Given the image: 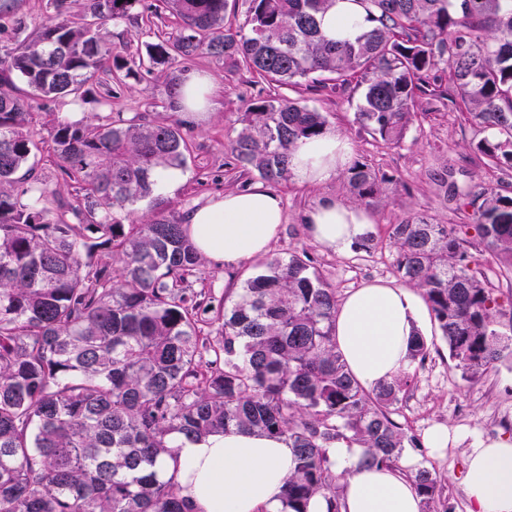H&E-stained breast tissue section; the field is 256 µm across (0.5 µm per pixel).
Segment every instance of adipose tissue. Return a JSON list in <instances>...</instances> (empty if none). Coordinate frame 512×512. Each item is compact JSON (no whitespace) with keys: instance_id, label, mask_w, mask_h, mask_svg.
<instances>
[{"instance_id":"obj_1","label":"adipose tissue","mask_w":512,"mask_h":512,"mask_svg":"<svg viewBox=\"0 0 512 512\" xmlns=\"http://www.w3.org/2000/svg\"><path fill=\"white\" fill-rule=\"evenodd\" d=\"M361 0H336L320 19L327 38L351 39L365 26ZM352 146L335 130L299 143L291 156L295 180L327 183L347 169ZM363 207L333 198L305 215L312 239L341 252L371 223ZM284 222L280 196L265 183L198 206L187 218L188 233L204 257L231 268L265 254ZM426 316L423 298L395 284L363 282L339 302L334 323L338 350L351 374L365 388L398 375L407 364V346ZM173 456L158 467L161 478H175L192 512H278L293 451L280 437L232 430L196 440L177 438ZM336 469L344 473L341 512H420L421 499L400 467L376 468L362 461L359 447L337 445ZM470 512H512V444L482 440L470 448L462 481Z\"/></svg>"}]
</instances>
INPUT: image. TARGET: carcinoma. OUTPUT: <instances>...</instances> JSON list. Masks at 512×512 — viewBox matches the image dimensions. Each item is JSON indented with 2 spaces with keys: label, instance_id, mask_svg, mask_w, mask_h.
<instances>
[{
  "label": "carcinoma",
  "instance_id": "1",
  "mask_svg": "<svg viewBox=\"0 0 512 512\" xmlns=\"http://www.w3.org/2000/svg\"><path fill=\"white\" fill-rule=\"evenodd\" d=\"M51 0L56 21L24 40L0 39V512H189L155 470L173 436L232 429L284 438L295 467L281 512H308L321 496L341 512L333 450L362 448L370 466H395L417 447L393 415L429 354L412 337L408 364L371 390L337 351L336 288L311 257H269L231 306L204 282L186 225L163 210L138 221L133 206L159 188L155 172L181 169L183 122L97 114L59 121L38 136L31 101L85 99L118 62L105 31L137 0ZM179 35L147 45L148 61L200 53L276 86L363 89L356 122L402 142L416 98L448 72V97L480 132L477 150L512 168V0H362L371 26L330 41L318 16L333 0H244L245 21L224 23L228 0H164ZM0 35L23 31L11 7ZM229 145L236 166L288 181L298 143L328 130L303 101L274 96L243 114ZM55 157L76 194L35 174ZM23 175H18L19 171ZM346 181L375 210L392 178L363 163ZM472 208L484 251L512 274V197L454 188ZM396 276L418 289L466 381L512 360V312L477 277L457 228L411 216L390 225ZM210 318L203 319L201 314ZM423 512H438L443 485L423 460L410 474Z\"/></svg>",
  "mask_w": 512,
  "mask_h": 512
}]
</instances>
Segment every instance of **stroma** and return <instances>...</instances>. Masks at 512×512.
Listing matches in <instances>:
<instances>
[{"label": "stroma", "instance_id": "obj_1", "mask_svg": "<svg viewBox=\"0 0 512 512\" xmlns=\"http://www.w3.org/2000/svg\"><path fill=\"white\" fill-rule=\"evenodd\" d=\"M106 28L122 58L121 68L113 70L109 81L113 112L122 113L126 118L139 113L148 120L162 123L171 114L168 86L173 76L200 70L209 73L215 84L212 112L204 119L187 123L190 153L185 168L179 171L177 184L140 202L135 218L142 219L159 210L185 217L197 205L257 181V174L234 165L228 144L241 129L243 112L258 99L279 90L256 81L246 72L228 70L222 61L206 54L155 66L143 64L141 57L146 43L154 41L156 36L169 38L179 32L177 18L165 5H153L152 0H143L127 17L107 22ZM279 92L324 112L329 128L340 131L351 142L354 160L394 178L387 206L371 214L368 229L378 240H387L390 225L413 214L425 216L437 224L469 225L470 211L450 199L455 186L491 187L512 196V169L503 171L488 164L475 148L478 133L465 120L461 107L447 99L437 95L421 96L415 105L417 116L413 124L401 145L393 147L360 131L354 120L361 102L360 90L350 88L342 92L326 88L316 91L301 84ZM101 109V104L91 100L38 101L32 105L33 128L44 134L55 120L75 121ZM448 172L452 173L453 180L446 183L442 177ZM276 190L283 200L285 222L270 248L271 253L307 251L317 273L341 296L367 280L394 279L387 250L376 248L358 252L349 249L339 253L315 242L307 232L304 214L320 199L333 197L351 202L344 176L318 186L291 180L277 185ZM260 264V258L254 257L229 270L216 261L205 260L204 283L215 292L234 296L244 279ZM435 332L436 327L431 322L422 330L423 335L433 341L430 354L419 368L417 379L405 394L395 419L408 434L421 440L438 424L461 432L462 439L456 446L448 448L444 454L431 455L430 460L444 478L441 508L445 512H468L462 487L468 448L484 439L512 440V362L498 363L478 381H465L450 359L447 345L436 340Z\"/></svg>", "mask_w": 512, "mask_h": 512}]
</instances>
